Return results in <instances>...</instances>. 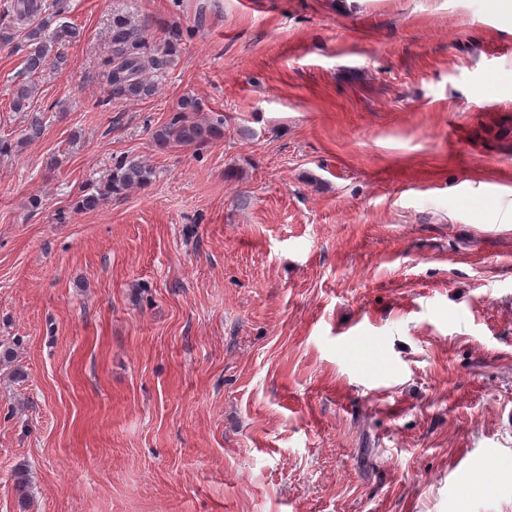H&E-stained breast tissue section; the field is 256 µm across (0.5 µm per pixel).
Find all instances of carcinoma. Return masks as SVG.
Wrapping results in <instances>:
<instances>
[{
    "instance_id": "cac0c4a2",
    "label": "carcinoma",
    "mask_w": 512,
    "mask_h": 512,
    "mask_svg": "<svg viewBox=\"0 0 512 512\" xmlns=\"http://www.w3.org/2000/svg\"><path fill=\"white\" fill-rule=\"evenodd\" d=\"M65 4L66 0H13L10 4L18 24L33 23L21 35L6 29L0 31L1 50L13 46L25 51L26 79L17 84L12 103L17 112L30 107L37 90L36 75L48 66L62 69L65 59L58 52L59 45L79 36L75 28L57 23V17L65 12ZM148 27L147 20L136 22L128 15L112 19V55L103 61V66L108 69L114 100L149 98L167 76L181 41V28L170 27L164 43L152 45L147 38ZM20 37L23 41L16 42ZM202 111L204 104L201 100L190 95L181 97L170 122L153 132L154 140L161 146L171 142L201 146L220 136L224 128V114L215 112L203 121L192 119ZM153 176V169L143 161L123 157L114 163L105 188L117 196L148 184Z\"/></svg>"
}]
</instances>
